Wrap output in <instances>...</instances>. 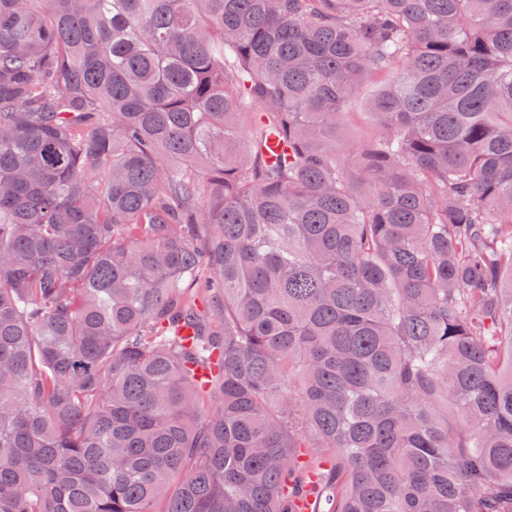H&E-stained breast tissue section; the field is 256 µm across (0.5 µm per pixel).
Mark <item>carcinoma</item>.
<instances>
[{
  "label": "carcinoma",
  "instance_id": "carcinoma-1",
  "mask_svg": "<svg viewBox=\"0 0 512 512\" xmlns=\"http://www.w3.org/2000/svg\"><path fill=\"white\" fill-rule=\"evenodd\" d=\"M309 497L512 512V0H0V512ZM374 132V127L369 124L367 117L362 113H356L350 117V120L336 135L341 138V142L347 145H358L363 139L373 135Z\"/></svg>",
  "mask_w": 512,
  "mask_h": 512
}]
</instances>
